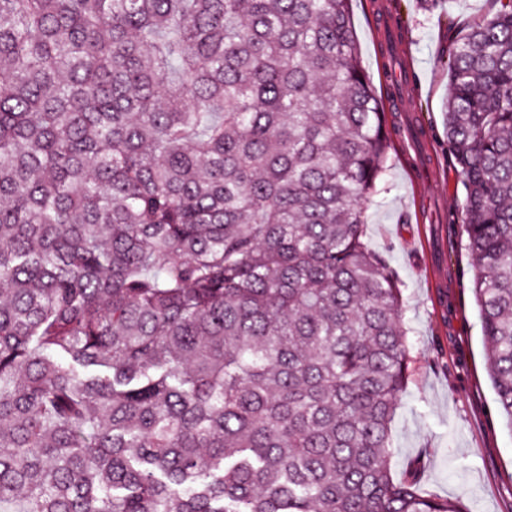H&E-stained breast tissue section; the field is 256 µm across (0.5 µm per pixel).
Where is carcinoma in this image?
I'll return each mask as SVG.
<instances>
[{"label": "carcinoma", "mask_w": 512, "mask_h": 512, "mask_svg": "<svg viewBox=\"0 0 512 512\" xmlns=\"http://www.w3.org/2000/svg\"><path fill=\"white\" fill-rule=\"evenodd\" d=\"M351 2L0 0V512H469L391 470L410 349ZM495 2L446 121L512 420Z\"/></svg>", "instance_id": "carcinoma-1"}]
</instances>
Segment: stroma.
Masks as SVG:
<instances>
[{
	"mask_svg": "<svg viewBox=\"0 0 512 512\" xmlns=\"http://www.w3.org/2000/svg\"><path fill=\"white\" fill-rule=\"evenodd\" d=\"M490 0H354L361 66L387 114V188L367 211L371 248L397 271L410 377L392 422V473L420 463L427 492L471 512H512V429L485 365L463 231L465 190L448 148L444 102L457 32Z\"/></svg>",
	"mask_w": 512,
	"mask_h": 512,
	"instance_id": "obj_1",
	"label": "stroma"
}]
</instances>
